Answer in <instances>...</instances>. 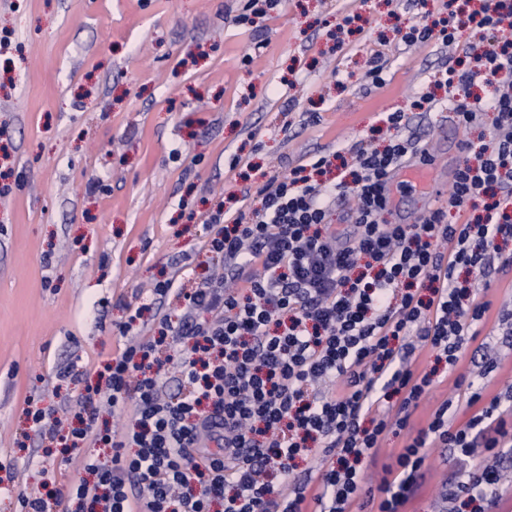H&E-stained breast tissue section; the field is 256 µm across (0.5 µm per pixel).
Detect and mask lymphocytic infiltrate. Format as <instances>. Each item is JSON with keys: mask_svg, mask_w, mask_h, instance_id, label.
Returning a JSON list of instances; mask_svg holds the SVG:
<instances>
[{"mask_svg": "<svg viewBox=\"0 0 512 512\" xmlns=\"http://www.w3.org/2000/svg\"><path fill=\"white\" fill-rule=\"evenodd\" d=\"M442 0L435 13L398 29L412 46L456 42L463 29L488 32L467 46V68L449 61L437 83L458 125L493 113L487 142L462 144L445 205L416 223L385 220L388 187L426 148L393 138L384 150L355 151L348 174L329 178L314 156L274 175L261 207L208 217L207 247L224 264L219 277L192 291L174 281L153 292L182 301L178 322L162 319L159 336L125 343L106 365L104 386L81 402L84 428L59 436L62 456L82 454L92 481L25 495L23 512H401L420 487L432 448L448 449L454 471L439 494L448 505L498 512L508 487L512 411L484 398L498 368L483 352L477 373L457 375L473 413L456 424L453 399L411 431V409L436 370L416 364V350L457 366L491 309V300L458 283V271L486 280L490 268L512 272V0ZM351 202V224L336 232V200ZM456 221H449V211ZM189 391L161 392L164 365ZM397 412H390V401ZM126 417L122 432L98 429L101 412ZM406 434L402 450L369 484L364 461L384 440ZM319 465L299 469L311 448Z\"/></svg>", "mask_w": 512, "mask_h": 512, "instance_id": "lymphocytic-infiltrate-1", "label": "lymphocytic infiltrate"}]
</instances>
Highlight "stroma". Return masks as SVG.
<instances>
[{"label": "stroma", "mask_w": 512, "mask_h": 512, "mask_svg": "<svg viewBox=\"0 0 512 512\" xmlns=\"http://www.w3.org/2000/svg\"><path fill=\"white\" fill-rule=\"evenodd\" d=\"M241 11L240 0H0L11 34L0 53V512H21L20 494L44 481L84 478L26 409L73 425L129 307L145 306V338L180 314L149 288L189 290L219 267L207 214L301 159L383 147L390 112H405L403 137L449 174L457 145L491 128L488 113L465 130L444 106L412 110L473 36L398 42L393 26L421 16L411 0H281L234 24ZM377 58L380 86L368 76ZM487 297L479 339L501 357L491 397L512 387L497 319L512 311V273L492 274ZM66 367L74 377L59 379ZM428 454L403 512H440L451 469L443 449Z\"/></svg>", "instance_id": "stroma-1"}]
</instances>
